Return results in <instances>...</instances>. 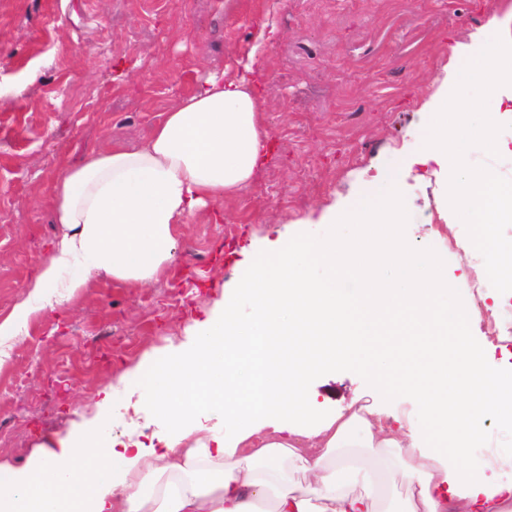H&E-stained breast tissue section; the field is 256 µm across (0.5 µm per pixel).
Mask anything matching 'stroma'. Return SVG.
Listing matches in <instances>:
<instances>
[{"label": "stroma", "instance_id": "obj_1", "mask_svg": "<svg viewBox=\"0 0 512 512\" xmlns=\"http://www.w3.org/2000/svg\"><path fill=\"white\" fill-rule=\"evenodd\" d=\"M512 0H0V317L17 304L60 231L55 180L91 149L135 146L207 71L236 74L266 42L270 159L252 185L178 242L175 278L147 285L92 278L64 308L36 312L6 340L0 422L13 426L0 465L24 466L42 443L87 415L104 385L145 355L179 344L247 264L278 240L349 237L322 223L379 176L403 170L408 245L448 257V285L475 310V342L498 345L512 319L478 291L483 258L464 253V224L448 216V179L425 161L422 104L452 62L451 48ZM503 129L498 154L469 164L512 179V102L490 98ZM338 411L381 397L378 381L345 363L310 386Z\"/></svg>", "mask_w": 512, "mask_h": 512}]
</instances>
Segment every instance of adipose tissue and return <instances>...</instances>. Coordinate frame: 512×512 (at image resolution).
I'll list each match as a JSON object with an SVG mask.
<instances>
[{
	"label": "adipose tissue",
	"mask_w": 512,
	"mask_h": 512,
	"mask_svg": "<svg viewBox=\"0 0 512 512\" xmlns=\"http://www.w3.org/2000/svg\"><path fill=\"white\" fill-rule=\"evenodd\" d=\"M265 76L252 50L237 76L198 81L142 145L91 151L65 171L52 195L61 232L0 339L99 273L141 284L168 273L185 224L249 188L268 160ZM383 170L354 207L322 217L357 235L278 244L178 346L106 385L91 417L24 467H0V512H376L371 473L328 466L340 448L394 450L405 512H512V449L473 453L490 422L512 429V363L472 340L447 256L404 246L401 169ZM346 362L386 380L390 407L325 412L308 385ZM132 396L157 424L150 442L101 440L108 406ZM354 479L362 493L347 491Z\"/></svg>",
	"instance_id": "adipose-tissue-1"
}]
</instances>
